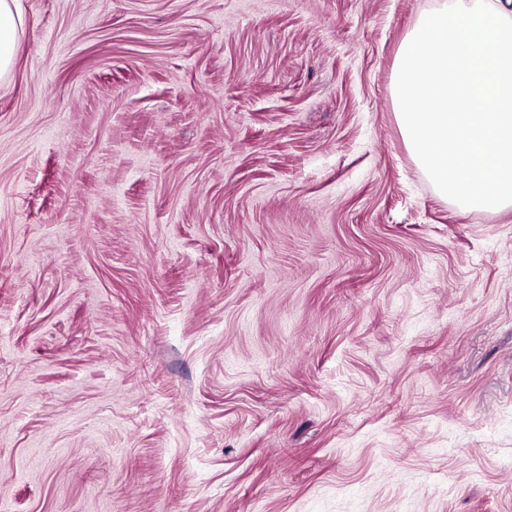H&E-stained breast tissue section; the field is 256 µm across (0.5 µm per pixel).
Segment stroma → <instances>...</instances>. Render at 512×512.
Instances as JSON below:
<instances>
[{"label": "stroma", "instance_id": "stroma-1", "mask_svg": "<svg viewBox=\"0 0 512 512\" xmlns=\"http://www.w3.org/2000/svg\"><path fill=\"white\" fill-rule=\"evenodd\" d=\"M443 0H20L0 512H512V209L396 120Z\"/></svg>", "mask_w": 512, "mask_h": 512}]
</instances>
